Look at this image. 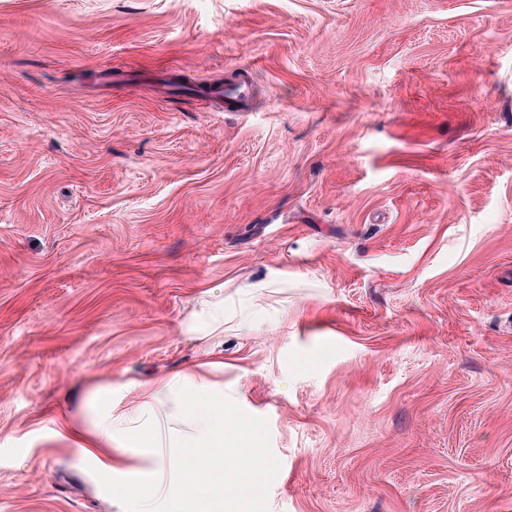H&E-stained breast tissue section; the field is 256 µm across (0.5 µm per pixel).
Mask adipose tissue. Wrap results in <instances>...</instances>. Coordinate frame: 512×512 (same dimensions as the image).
Wrapping results in <instances>:
<instances>
[{
    "label": "adipose tissue",
    "instance_id": "1",
    "mask_svg": "<svg viewBox=\"0 0 512 512\" xmlns=\"http://www.w3.org/2000/svg\"><path fill=\"white\" fill-rule=\"evenodd\" d=\"M154 397L169 402L166 420L147 411L132 426L123 416L113 414L107 392L97 391L98 421L89 431L75 432L72 437L75 446L107 476L113 470V444L141 449L148 457L149 479L124 488L133 512H185L184 502L199 488L208 501L206 512H240L243 500L261 495L262 486L253 474L271 469L272 464L255 449L240 447L239 439L246 431L242 423H225L223 409L199 405L178 377L157 383ZM188 468L204 475L202 487L185 480Z\"/></svg>",
    "mask_w": 512,
    "mask_h": 512
}]
</instances>
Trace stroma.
Masks as SVG:
<instances>
[{"instance_id":"1","label":"stroma","mask_w":512,"mask_h":512,"mask_svg":"<svg viewBox=\"0 0 512 512\" xmlns=\"http://www.w3.org/2000/svg\"><path fill=\"white\" fill-rule=\"evenodd\" d=\"M178 373L243 512H512V0H0V512Z\"/></svg>"}]
</instances>
